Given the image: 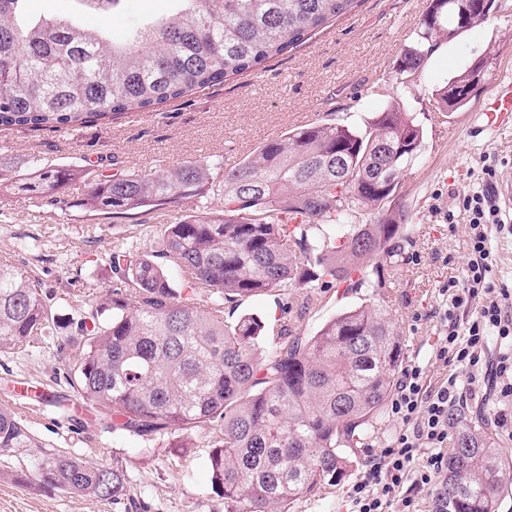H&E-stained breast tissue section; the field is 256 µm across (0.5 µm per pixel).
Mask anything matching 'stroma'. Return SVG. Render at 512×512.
Here are the masks:
<instances>
[{"label": "stroma", "instance_id": "stroma-1", "mask_svg": "<svg viewBox=\"0 0 512 512\" xmlns=\"http://www.w3.org/2000/svg\"><path fill=\"white\" fill-rule=\"evenodd\" d=\"M428 0H361L352 12L319 28L303 45L259 71L197 89L161 111L132 113L69 131L13 129L0 132V161L36 159L52 166L109 167L112 161L146 174H160L186 161L231 167L258 145L292 128L325 119L364 126L389 101L400 100L423 124L421 151L401 178L398 205L408 211L404 261L384 301L403 337V365L420 366L424 387L434 391L449 375L465 376L457 362L436 350L448 332L449 279H462L469 260L468 218L460 198L484 183L512 181V125L484 129L476 104L456 112L436 108L433 92L477 55L493 51L494 80L512 76V7L492 9L486 21L442 43L424 74L411 83L396 78V62L415 37ZM174 0H122L109 21L113 38L138 24L171 14ZM86 180L73 181L65 203L22 194L0 198V256L10 255L43 284L54 318L34 347L0 353V404L51 447L128 476L123 500L109 503L20 483L0 469V512H224L211 491L209 432H194L185 448L166 439L148 441L107 429L102 417L81 405L64 376L79 325L93 303L112 296L110 253L114 242L132 253L159 254L158 214L113 220L81 205ZM303 289L273 292L224 307L226 322L242 314L269 319L285 303H299ZM304 314L286 312L301 336L314 335L343 307L368 302L364 288L338 298L335 289ZM402 424L383 415L365 447L352 451L354 468L336 485L322 487L287 512H351L349 492L365 470L367 455L380 452Z\"/></svg>", "mask_w": 512, "mask_h": 512}]
</instances>
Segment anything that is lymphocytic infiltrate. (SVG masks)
Returning a JSON list of instances; mask_svg holds the SVG:
<instances>
[{"label":"lymphocytic infiltrate","instance_id":"f902f5d3","mask_svg":"<svg viewBox=\"0 0 512 512\" xmlns=\"http://www.w3.org/2000/svg\"><path fill=\"white\" fill-rule=\"evenodd\" d=\"M462 210L468 217L471 235L469 260L462 281H449L450 303L445 319H453L455 309L474 304L475 310L464 332L450 331L437 349V359L455 360L469 371L467 380L449 376L436 391L423 394L420 367L404 369L388 409L405 423L391 445L366 464L350 498L354 512H389L400 501L401 512H418L412 498H398L406 480L416 485L434 483L445 468L448 445V414L466 406L475 388H483L502 401H512V349L496 357H486L490 338L512 339V290L496 287L490 273L496 256L485 232L486 225L501 222L490 186L484 185L465 196Z\"/></svg>","mask_w":512,"mask_h":512}]
</instances>
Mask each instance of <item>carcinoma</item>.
<instances>
[{
  "label": "carcinoma",
  "mask_w": 512,
  "mask_h": 512,
  "mask_svg": "<svg viewBox=\"0 0 512 512\" xmlns=\"http://www.w3.org/2000/svg\"><path fill=\"white\" fill-rule=\"evenodd\" d=\"M23 0H0V130L67 129L126 113L158 112L187 93L256 71L299 47L358 0H180L183 8L135 30L122 44L105 28L69 18L20 17ZM107 18L121 0H74ZM495 0L466 17L482 24ZM464 32L454 0H429L416 39L396 74L424 72L435 48ZM466 67L435 90L438 107L456 112L471 81ZM422 125L398 101L365 129L325 122L267 141L224 171L185 162L139 174L112 163L113 173L0 165V193L60 203L67 183L90 177L83 206L98 215L177 212L194 198L197 214L161 225L158 263L112 246V299L82 322L69 385L82 402L112 421V430L166 436L186 448L208 428L211 489L224 512H284L285 505L353 467L350 450L364 444L397 384L403 336L380 303L349 306L313 336H295L284 318L267 325L244 314L228 325L221 309L178 299L166 268L184 287L226 302L306 288L299 304L318 301L315 288L343 294L393 287L402 262L405 225L361 224L359 218L398 197L403 172L417 158ZM388 264L384 272L381 263ZM49 315L42 284L24 265L0 258V352L30 345ZM275 347L264 349L267 339ZM432 512H498L512 485V454L488 428L454 411ZM28 460L29 477L65 493L120 501L127 476L92 464L32 433L0 405V457Z\"/></svg>",
  "instance_id": "carcinoma-1"
}]
</instances>
